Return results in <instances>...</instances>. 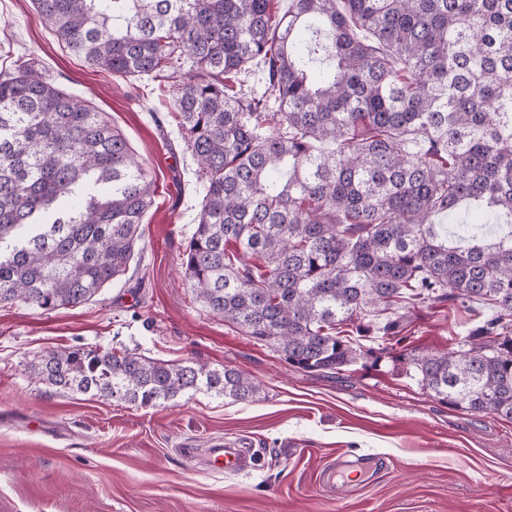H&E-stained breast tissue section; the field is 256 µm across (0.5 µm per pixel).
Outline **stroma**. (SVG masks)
Segmentation results:
<instances>
[{"label":"stroma","instance_id":"stroma-1","mask_svg":"<svg viewBox=\"0 0 512 512\" xmlns=\"http://www.w3.org/2000/svg\"><path fill=\"white\" fill-rule=\"evenodd\" d=\"M0 20L10 36L0 71L22 56L93 102L156 181L121 279L76 307L0 304V512H512V420L438 402L389 358L333 375L297 370L196 298L180 262L202 196L171 116L176 79L89 67L32 0H0ZM484 317L448 302L415 306L405 346L448 349ZM75 346L229 366L260 392L152 408L62 392L34 375L39 356ZM219 441L248 449L245 471L211 473L187 454ZM339 454L351 475L331 488L321 473Z\"/></svg>","mask_w":512,"mask_h":512}]
</instances>
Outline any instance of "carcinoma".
Instances as JSON below:
<instances>
[{
  "mask_svg": "<svg viewBox=\"0 0 512 512\" xmlns=\"http://www.w3.org/2000/svg\"><path fill=\"white\" fill-rule=\"evenodd\" d=\"M58 43L117 78L182 74L172 114L198 167L184 276L208 311L305 372L378 361L416 304L489 319L403 358L442 403L512 419V0H33ZM329 38L316 72L303 31ZM263 65L269 95L241 73ZM155 182L104 113L22 57L0 73V304L77 306L125 275ZM466 202L457 244L434 223ZM33 373L141 407L242 371L72 348Z\"/></svg>",
  "mask_w": 512,
  "mask_h": 512,
  "instance_id": "cac0c4a2",
  "label": "carcinoma"
}]
</instances>
